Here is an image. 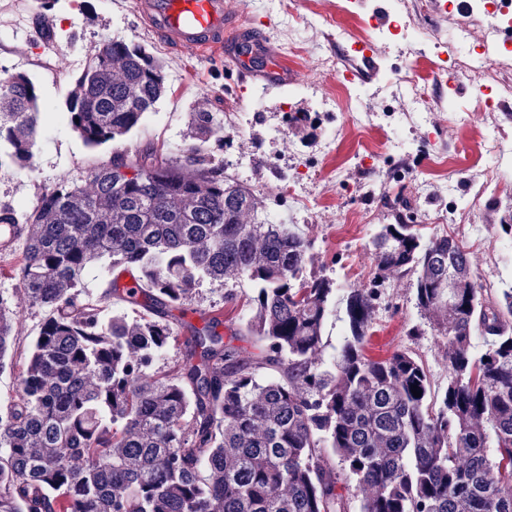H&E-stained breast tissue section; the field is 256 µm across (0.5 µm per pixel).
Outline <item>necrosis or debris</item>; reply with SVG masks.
<instances>
[{"instance_id":"necrosis-or-debris-1","label":"necrosis or debris","mask_w":512,"mask_h":512,"mask_svg":"<svg viewBox=\"0 0 512 512\" xmlns=\"http://www.w3.org/2000/svg\"><path fill=\"white\" fill-rule=\"evenodd\" d=\"M468 6L470 15L496 20V33L476 48L467 42L462 22L420 29L409 20L411 0H391V29L401 31L408 41L422 38L432 41L448 53V65L444 68L432 67L427 59L419 56L407 58L406 93L417 106L415 118L426 117L431 108L439 105L453 108L452 100L442 101L431 94L432 86L447 83L452 72L461 74L473 89V108L487 113L490 126H497L501 104L512 98V46L500 43L497 36L499 30L512 28V0H469ZM311 31L315 41L331 35L351 39L362 46L371 43L373 37L367 26L349 24L332 12H314Z\"/></svg>"}]
</instances>
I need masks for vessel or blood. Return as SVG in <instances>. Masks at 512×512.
Wrapping results in <instances>:
<instances>
[{"label": "vessel or blood", "mask_w": 512, "mask_h": 512, "mask_svg": "<svg viewBox=\"0 0 512 512\" xmlns=\"http://www.w3.org/2000/svg\"><path fill=\"white\" fill-rule=\"evenodd\" d=\"M135 7L168 44L191 49L207 59L223 55L224 32L229 20L224 0H136ZM257 57L265 60L269 75H278L279 69L268 46L262 39L253 38L239 54L243 77H250V61ZM31 232V225L0 221V255L13 253Z\"/></svg>", "instance_id": "b4317fda"}]
</instances>
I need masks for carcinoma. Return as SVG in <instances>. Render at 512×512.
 I'll return each mask as SVG.
<instances>
[{"label": "carcinoma", "mask_w": 512, "mask_h": 512, "mask_svg": "<svg viewBox=\"0 0 512 512\" xmlns=\"http://www.w3.org/2000/svg\"><path fill=\"white\" fill-rule=\"evenodd\" d=\"M119 62L123 77H108ZM165 92L139 44L108 41L75 80L67 118L96 147L136 129ZM41 120L33 82L0 72V140L30 168ZM180 158L145 146L92 169V191L63 179L11 219L32 224L18 280L47 312L24 356L19 402L0 413V512H512V288L478 280L464 247L417 224L372 238L369 288L315 271L312 241L268 224L255 190L224 175V117L194 112ZM114 291L150 316L78 298L101 262ZM126 274L138 289L118 288ZM414 277L416 305L445 338L448 383L398 351L364 353L379 286ZM252 286V356L194 330L172 371L153 370L175 334L172 311L201 281ZM341 300L345 332L323 356ZM14 314L0 297V361ZM486 340L474 351L473 336ZM418 386L421 396L411 392Z\"/></svg>", "instance_id": "1"}]
</instances>
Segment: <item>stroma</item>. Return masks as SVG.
Returning a JSON list of instances; mask_svg holds the SVG:
<instances>
[{
    "label": "stroma",
    "instance_id": "obj_1",
    "mask_svg": "<svg viewBox=\"0 0 512 512\" xmlns=\"http://www.w3.org/2000/svg\"><path fill=\"white\" fill-rule=\"evenodd\" d=\"M50 2L46 11L41 0H34L29 16L34 19L48 14L51 25L42 36L44 44L59 52L56 69L46 70L29 60L31 32L16 33L0 26V68L26 74L33 81L43 113L31 171L12 168L6 160L0 162V167L10 172L9 178L0 179V205L21 199L34 203L61 177L82 179L94 166L107 164L114 154L148 144L169 156H180L194 140L192 113L244 108L248 111L245 126L224 133L225 168L244 167L268 213L277 216L280 223L295 225L311 239L318 258L317 271L334 279L338 287L371 286V240L380 225L394 224L410 215L421 224L425 236L439 235L443 228L434 218L448 211L472 236L468 248L475 274L495 287H512V262L505 256L512 236L499 227L504 216L512 212V166L500 167L496 187L480 196L475 193V175L470 171L452 173L444 182L429 179L435 154H477L483 137L489 134L485 114L470 108L467 84L443 89L444 94L454 97L457 111L436 110L425 120L405 126L402 137L411 143V152H403L400 143L388 142L380 158L366 165L357 159V134L350 130L345 114L322 103L338 81L336 71L324 72L322 60L331 56L338 66L344 65L350 43L325 39L308 43L302 58L280 56L286 72L281 82L256 79L244 85L234 59L216 63L160 40L138 21L134 0ZM224 2L231 19V42L240 41L239 23L244 19L265 21L262 34L273 48L285 29H294L301 39L307 36L311 17L306 0H290L283 10L275 0ZM107 39L143 45L159 66L166 91L139 128L91 148L65 121V103L77 76ZM371 51L375 71L362 81L366 96L361 113L378 127L388 121L390 113L412 107L402 83L383 80L382 72L408 56L426 57L437 66L442 60L425 41L376 40ZM257 96L264 101L262 110L249 111ZM274 129L281 130L279 139H271ZM287 177L297 181L295 194H288L282 186ZM307 199L315 200V208L304 207ZM251 294L250 284L243 280H231L221 287L207 282L197 285L188 304L173 313L176 340L158 360L159 370L171 369L191 327L211 319L219 320L220 331L233 338L235 345L259 354V343L243 330ZM24 317L25 335L17 337L14 349L0 361V410L21 395L24 352L37 335L45 312L30 308ZM414 327L419 328V335H411ZM442 348L441 336L431 329L416 305L409 279L385 282L372 314L367 356L381 359L397 351L412 352L424 363L433 388L439 390L448 383Z\"/></svg>",
    "mask_w": 512,
    "mask_h": 512
}]
</instances>
